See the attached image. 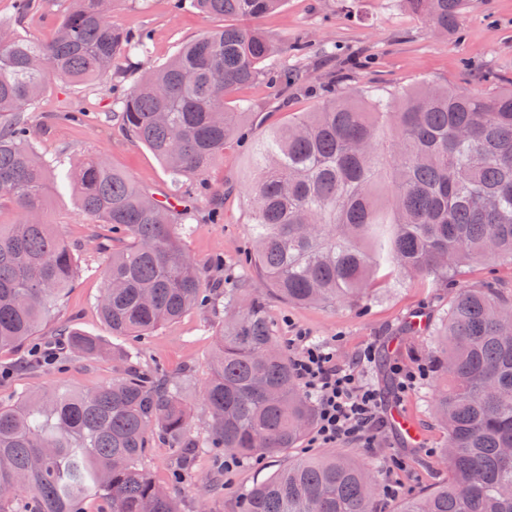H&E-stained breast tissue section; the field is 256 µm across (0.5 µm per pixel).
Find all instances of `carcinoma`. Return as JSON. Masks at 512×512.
<instances>
[{"label": "carcinoma", "mask_w": 512, "mask_h": 512, "mask_svg": "<svg viewBox=\"0 0 512 512\" xmlns=\"http://www.w3.org/2000/svg\"><path fill=\"white\" fill-rule=\"evenodd\" d=\"M434 28H456L466 0H401ZM285 0H173L222 25L185 42L122 98L118 119L169 172L201 176L241 131L250 108L232 98L263 78L278 47L259 27ZM112 0H72L45 40L0 23V206L20 213L0 224V350L23 346L78 275L72 249L41 220L50 165L30 140L27 107L54 80L112 75L145 53L150 36L112 24ZM252 267L273 295L294 305L356 306L386 265L398 279L455 281L475 261L512 262V87L460 91L428 82L393 88L322 89L303 112L254 143ZM79 208L105 228L100 314L112 337L138 342L160 325L211 305L203 273L185 252L170 205L96 156L71 173ZM212 373L202 393L208 447L229 457L296 447L316 407L293 375L268 320L265 299L245 308L222 294ZM438 385L433 411L445 431L448 479L401 502L397 512H512V294L462 285L428 317ZM60 359L122 361L91 395L58 386L0 402V512H179L175 492L145 464L169 448L173 478L193 468L201 444L182 383L142 369L98 336L61 329ZM375 467L334 451L298 457L249 489L239 512H378Z\"/></svg>", "instance_id": "cac0c4a2"}]
</instances>
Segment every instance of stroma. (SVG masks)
Wrapping results in <instances>:
<instances>
[{"label":"stroma","instance_id":"stroma-1","mask_svg":"<svg viewBox=\"0 0 512 512\" xmlns=\"http://www.w3.org/2000/svg\"><path fill=\"white\" fill-rule=\"evenodd\" d=\"M68 6V0H39L38 7L19 20L13 0H0V22L16 24L20 33L45 39ZM112 20L124 28L149 30L148 57L93 85L50 83L25 112L31 139L52 166L53 187L44 220L55 225L73 249L79 270L73 287L35 336L23 347L0 351V400L4 402L58 385L92 391L111 382L118 372L108 357L78 359L61 371L43 356L50 336L65 326L92 336H112L97 307L105 269V258L96 249L99 228L78 207L69 180L77 161L97 153L158 198L171 196L174 190L164 165L126 134L112 114L119 111L124 90L135 84L146 66L167 61L183 42L215 28L217 21L191 9L173 11L170 0H118ZM260 26L281 47L268 60V68L302 73L303 82L279 91L260 81L238 91L239 99L255 105L250 123L239 139L225 146L223 156L202 180L183 183L184 191L195 196L193 208L190 215L177 211L173 217L186 229V252L202 266L206 281L265 297L269 320L288 354H297L290 340L302 330L312 341L335 342L338 362L344 366L351 365L366 346L378 349L390 343L396 346L393 363L406 368L431 365L430 336L423 332L402 339L398 331L410 315L442 313L448 306L449 289L434 288L419 279L374 289L356 309L340 304L296 307L270 294L262 278L244 266L251 246L247 202L254 177L251 145L257 135L285 122L289 113L311 111L318 102L315 85L340 75L343 60L352 56L367 62L352 77L358 85L398 87L429 81L471 90L482 86L489 74L500 84L512 83V0H469L458 30L445 35L404 9L399 0H286ZM297 43L306 45L304 54L294 51ZM68 106L83 108L90 121L78 125L63 120L61 113ZM202 182L220 197V223H212L206 198L195 193ZM459 280L487 283L512 293V263L474 262L462 267ZM222 319V313L214 310H196L158 327L138 345L143 368L182 379L185 395L197 407L194 432L202 440L209 435V420L199 405ZM434 382L430 376L404 396L384 398L382 417H389L393 405H401L421 430L419 442L406 443L386 424L374 445L344 442L335 447L349 458L375 462L379 484L398 485L397 496L381 499L386 512H395L400 498L425 493L448 475L441 457L445 437L431 408ZM394 456L403 459V468L389 469ZM287 462L284 454L255 458L227 472L213 451L202 450L190 477L178 486L179 508L181 512H237L242 494Z\"/></svg>","mask_w":512,"mask_h":512}]
</instances>
